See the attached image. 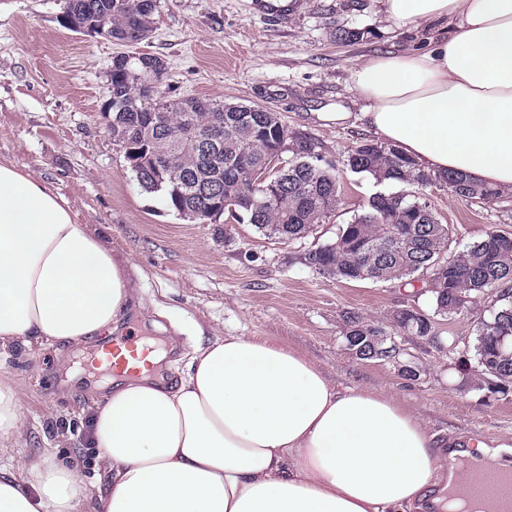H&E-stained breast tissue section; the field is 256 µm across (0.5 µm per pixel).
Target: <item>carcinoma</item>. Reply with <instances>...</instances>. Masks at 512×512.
<instances>
[{"label":"carcinoma","instance_id":"obj_1","mask_svg":"<svg viewBox=\"0 0 512 512\" xmlns=\"http://www.w3.org/2000/svg\"><path fill=\"white\" fill-rule=\"evenodd\" d=\"M68 9L80 14L94 34L127 41L133 47L146 41L154 28L157 0H65ZM166 67L151 54L112 57V110L105 117L112 139L135 149V156L153 150L154 161L140 165L147 192L163 193L169 207L182 203L206 220L208 197L204 188L224 194V207H239L244 219L265 236L298 240L308 236L336 211L340 185L335 165L317 150V144L301 132L286 141L283 167L271 175L269 191L252 187L249 175L239 170L247 156L251 167H266L268 152L280 146L281 116L253 103L198 98L191 104L162 94L153 103L143 101L141 86L162 83ZM224 117V147L214 156L189 135L204 133L216 117ZM163 167L162 179H152L153 164ZM347 165L380 183L405 189L379 194L368 208L339 228L336 238L304 256L305 264L322 275L344 281H400L422 283L431 293V318L458 314L461 296L475 298L484 288L512 290V238L493 230L460 251L452 248V232L439 221L418 191L430 187L448 189L455 197L491 205L501 190L448 172L436 175L393 145L363 140L348 155ZM512 334V301L490 311L474 328L475 343L466 354L474 383L487 378L512 385V357L497 353L496 337Z\"/></svg>","mask_w":512,"mask_h":512}]
</instances>
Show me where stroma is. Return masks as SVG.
Segmentation results:
<instances>
[{"label":"stroma","instance_id":"stroma-1","mask_svg":"<svg viewBox=\"0 0 512 512\" xmlns=\"http://www.w3.org/2000/svg\"><path fill=\"white\" fill-rule=\"evenodd\" d=\"M155 30L135 50L162 58L169 96L257 103L278 112L289 130L306 133L338 171V207L307 237L283 243L253 225L199 224L170 209L162 193L138 184L106 129L103 109L117 45L64 28L63 0H0V162L50 181L82 223L125 254L137 305L118 335L173 340L164 377L177 379L198 343L218 336H261L292 348L334 381L392 395L431 432L447 439L512 440V395L487 401L461 392L454 362L414 346L422 373L409 381L393 367L348 354L344 315L385 323L427 297L397 281L346 282L305 265L304 255L334 240L339 225L362 213L391 184L350 171L349 151L370 139L351 91L352 69L385 53L421 49L437 29L397 26L379 0H157ZM362 30L341 43L336 28ZM348 113L337 121V113ZM454 230L462 249L489 229L512 233V192L490 206L432 187L423 195ZM22 394L23 433L14 458L42 460L46 450L78 458L79 479L105 485L94 449L84 447V410L102 395L104 373L89 351L60 345L0 359Z\"/></svg>","mask_w":512,"mask_h":512}]
</instances>
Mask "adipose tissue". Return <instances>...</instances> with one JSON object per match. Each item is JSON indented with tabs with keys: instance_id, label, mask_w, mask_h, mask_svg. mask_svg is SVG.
Wrapping results in <instances>:
<instances>
[{
	"instance_id": "obj_1",
	"label": "adipose tissue",
	"mask_w": 512,
	"mask_h": 512,
	"mask_svg": "<svg viewBox=\"0 0 512 512\" xmlns=\"http://www.w3.org/2000/svg\"><path fill=\"white\" fill-rule=\"evenodd\" d=\"M404 27L444 21L421 53L355 66L376 138L433 172L512 191V0H381ZM129 261L48 181L0 163V353L111 334L134 299ZM20 394L0 379V452L17 447ZM83 433L104 487L77 459L0 468V512H480L449 502L448 442L387 393L334 383L258 336L199 344L174 384L117 380Z\"/></svg>"
}]
</instances>
